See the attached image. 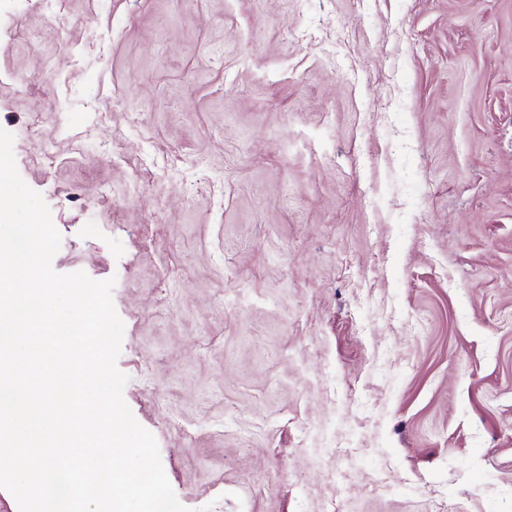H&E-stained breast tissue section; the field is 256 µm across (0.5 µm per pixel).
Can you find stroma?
I'll list each match as a JSON object with an SVG mask.
<instances>
[{
  "label": "stroma",
  "instance_id": "stroma-1",
  "mask_svg": "<svg viewBox=\"0 0 512 512\" xmlns=\"http://www.w3.org/2000/svg\"><path fill=\"white\" fill-rule=\"evenodd\" d=\"M65 9L0 0V127L180 503L512 512V0Z\"/></svg>",
  "mask_w": 512,
  "mask_h": 512
}]
</instances>
